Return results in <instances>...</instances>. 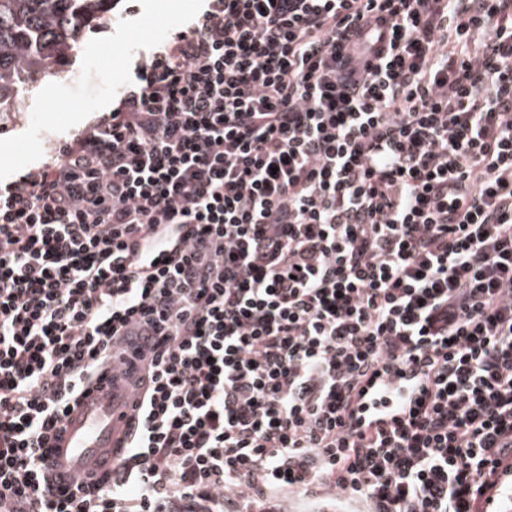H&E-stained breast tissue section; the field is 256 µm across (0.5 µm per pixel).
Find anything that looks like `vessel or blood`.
Masks as SVG:
<instances>
[{"mask_svg":"<svg viewBox=\"0 0 512 512\" xmlns=\"http://www.w3.org/2000/svg\"><path fill=\"white\" fill-rule=\"evenodd\" d=\"M134 402L128 388L108 380L85 393L51 441L50 465L68 482L111 470L110 451L127 438Z\"/></svg>","mask_w":512,"mask_h":512,"instance_id":"1","label":"vessel or blood"}]
</instances>
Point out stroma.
Returning a JSON list of instances; mask_svg holds the SVG:
<instances>
[{
  "instance_id": "obj_1",
  "label": "stroma",
  "mask_w": 512,
  "mask_h": 512,
  "mask_svg": "<svg viewBox=\"0 0 512 512\" xmlns=\"http://www.w3.org/2000/svg\"><path fill=\"white\" fill-rule=\"evenodd\" d=\"M202 0H112L69 56L25 75L20 101L0 112V181L38 168L59 142L110 111L133 58L128 49L166 41Z\"/></svg>"
}]
</instances>
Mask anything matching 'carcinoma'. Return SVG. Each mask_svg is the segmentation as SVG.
Wrapping results in <instances>:
<instances>
[{
  "label": "carcinoma",
  "instance_id": "obj_1",
  "mask_svg": "<svg viewBox=\"0 0 512 512\" xmlns=\"http://www.w3.org/2000/svg\"><path fill=\"white\" fill-rule=\"evenodd\" d=\"M112 0H0V107L18 99L20 78L69 52L82 27Z\"/></svg>",
  "mask_w": 512,
  "mask_h": 512
}]
</instances>
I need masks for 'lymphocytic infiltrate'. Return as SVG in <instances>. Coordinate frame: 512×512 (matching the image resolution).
I'll use <instances>...</instances> for the list:
<instances>
[{
	"label": "lymphocytic infiltrate",
	"mask_w": 512,
	"mask_h": 512,
	"mask_svg": "<svg viewBox=\"0 0 512 512\" xmlns=\"http://www.w3.org/2000/svg\"><path fill=\"white\" fill-rule=\"evenodd\" d=\"M136 336L111 482L50 439ZM512 0H205L0 186V512H494ZM275 512H334V511H318L332 510L334 506L325 505L315 500L299 499L295 497H283L273 502Z\"/></svg>",
	"instance_id": "lymphocytic-infiltrate-1"
}]
</instances>
